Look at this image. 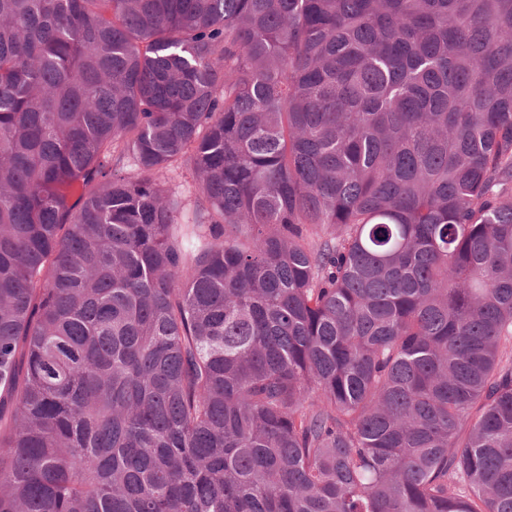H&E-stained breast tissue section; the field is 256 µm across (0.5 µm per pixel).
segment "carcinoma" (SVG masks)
I'll return each mask as SVG.
<instances>
[{"instance_id": "1", "label": "carcinoma", "mask_w": 512, "mask_h": 512, "mask_svg": "<svg viewBox=\"0 0 512 512\" xmlns=\"http://www.w3.org/2000/svg\"><path fill=\"white\" fill-rule=\"evenodd\" d=\"M0 512H512V0H0Z\"/></svg>"}]
</instances>
